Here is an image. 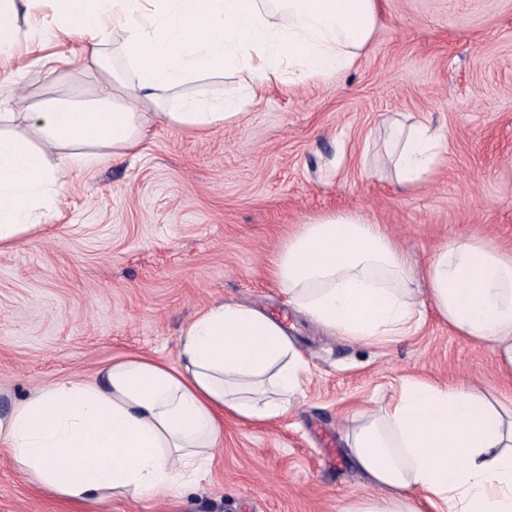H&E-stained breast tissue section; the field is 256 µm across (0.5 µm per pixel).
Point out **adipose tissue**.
<instances>
[{
  "label": "adipose tissue",
  "mask_w": 512,
  "mask_h": 512,
  "mask_svg": "<svg viewBox=\"0 0 512 512\" xmlns=\"http://www.w3.org/2000/svg\"><path fill=\"white\" fill-rule=\"evenodd\" d=\"M47 34L9 73L60 64L98 72L96 93L75 107L15 112L0 98V250L40 230L69 177L106 155L136 153L163 121L194 132L223 125L273 83L330 81L366 50L379 0H52ZM124 60L115 68L105 49ZM239 77L242 96L178 94L211 75ZM42 133L33 146L10 130ZM446 132L388 128L398 183L418 185ZM288 305L332 335L383 344L415 334L432 306L458 335L491 348L512 376V255L451 240L429 262L357 211L304 220L272 260ZM179 367L135 354L90 380L65 378L0 415V450L45 494L108 504L191 486L224 441V419L275 421L290 412L307 363L284 325L259 309L216 303L184 331ZM350 453L382 497L344 512H512V395L490 400L474 384L404 379L383 404L357 414Z\"/></svg>",
  "instance_id": "ef3b65f1"
}]
</instances>
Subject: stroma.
<instances>
[{"label": "stroma", "instance_id": "1", "mask_svg": "<svg viewBox=\"0 0 512 512\" xmlns=\"http://www.w3.org/2000/svg\"><path fill=\"white\" fill-rule=\"evenodd\" d=\"M63 64L10 85L16 111L91 97ZM445 129L422 184L386 161L391 122ZM356 210L426 264L457 237L512 252V0H380L364 54L331 84H274L200 137L154 125L137 156L72 175L38 234L0 251V412L57 380L90 378L132 354L178 362L183 330L221 301L282 321L309 365L288 418H228L201 478L168 498L115 500L108 512H340L367 486L346 444L353 412L407 377L512 391L491 350L426 310L418 335L371 346L288 307L270 258L298 224ZM0 512H90L38 493L0 457Z\"/></svg>", "mask_w": 512, "mask_h": 512}]
</instances>
